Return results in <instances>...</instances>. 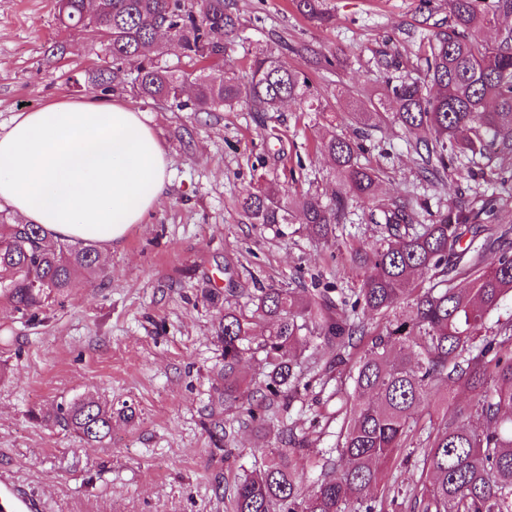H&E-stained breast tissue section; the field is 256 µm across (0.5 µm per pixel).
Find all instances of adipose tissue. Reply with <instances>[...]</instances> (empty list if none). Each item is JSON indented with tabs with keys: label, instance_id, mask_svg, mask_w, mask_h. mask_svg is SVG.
I'll return each instance as SVG.
<instances>
[{
	"label": "adipose tissue",
	"instance_id": "adipose-tissue-1",
	"mask_svg": "<svg viewBox=\"0 0 512 512\" xmlns=\"http://www.w3.org/2000/svg\"><path fill=\"white\" fill-rule=\"evenodd\" d=\"M143 113L101 97L56 100L0 127V199L54 241L111 249L168 183Z\"/></svg>",
	"mask_w": 512,
	"mask_h": 512
}]
</instances>
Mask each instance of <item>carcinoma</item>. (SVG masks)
Wrapping results in <instances>:
<instances>
[{
    "mask_svg": "<svg viewBox=\"0 0 512 512\" xmlns=\"http://www.w3.org/2000/svg\"><path fill=\"white\" fill-rule=\"evenodd\" d=\"M305 17L328 20L322 0H295ZM512 13V0H448V27L426 36L424 79L387 82L381 96L395 104L393 120L407 131L426 129L431 138L415 144L424 172L438 179L462 157L475 163L493 151L512 156V29L485 42L483 32L498 15ZM65 27H83L103 39L112 66L88 76L108 89L130 87L133 97L164 101L179 112H210L245 105L255 112H277L304 99L308 80L272 53L253 57L246 78H230L217 59L224 40L236 35L239 18L226 0H58ZM161 27L173 31L184 57L199 69L178 74L163 61L157 42ZM194 87L191 102L183 88ZM336 164L352 196L369 200L375 170L360 163L361 143L333 133L317 145ZM347 206L338 195L325 204L311 195L286 197L269 185L251 187L239 207L253 224H288L298 210L318 237L336 240V224ZM493 211L492 199L474 195L449 204L429 224L414 223L410 202L394 201L384 211L387 236L353 247L350 260L361 286L355 300L333 303L325 287L302 293L287 285L263 288L242 303L236 290L209 289L204 301L218 311L213 333L222 348L218 383L211 395L208 432L216 448L230 441L224 430V404L246 399L242 418L263 427L270 413L288 409L312 383L326 389L333 371L350 366L352 391L339 398L330 414L341 419L336 458L321 464L308 492L299 455L305 445L289 428L261 466L236 483L230 512H384L383 499L370 495L378 483L379 463L399 464L414 437L416 414L442 382L467 392L449 414L429 420L421 442L417 512H512V352L503 354L496 339L482 335L500 301L512 294V251L504 248L508 231L481 245L461 242ZM498 249L486 264L483 253ZM79 269L99 270L95 247L53 245L38 224L0 214V295L23 315H34L64 294ZM466 275L463 288L448 287V276ZM418 272L432 273L428 287L413 286ZM408 315L393 311L402 304ZM385 319L372 335L364 317ZM266 332L255 334L257 322ZM332 350L326 361L313 360L303 374L304 352L316 342ZM253 362L264 377L259 397L242 376ZM134 420L127 403L84 397L70 402L46 423L73 432L87 442L112 434V418Z\"/></svg>",
    "mask_w": 512,
    "mask_h": 512,
    "instance_id": "1",
    "label": "carcinoma"
}]
</instances>
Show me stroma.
<instances>
[{"instance_id": "1", "label": "stroma", "mask_w": 512, "mask_h": 512, "mask_svg": "<svg viewBox=\"0 0 512 512\" xmlns=\"http://www.w3.org/2000/svg\"><path fill=\"white\" fill-rule=\"evenodd\" d=\"M227 3L240 27L224 44L225 72L244 74L255 52L275 51L307 77L324 109L295 101L278 112H178L111 91L146 113L168 158L166 193L144 223L101 253L104 275L78 274L33 318L0 296V475L38 512H227L241 470L261 461L285 428L306 433L310 456L335 447L340 425L326 423L324 396L310 394L261 430L239 424L237 407H225L234 448L228 456L214 448L204 422L219 350L205 290L246 297L313 275L346 291L358 287L347 247L385 234L381 209L402 197L425 223L456 198L493 195L495 224L512 228V157H492L482 176L433 186L411 148L425 131L404 132L388 118L369 128L362 117L387 77L417 76L419 36L447 20L448 0H430L426 13L420 0H325V26L292 0ZM57 14L56 0H0L1 125L21 109L92 94L87 75L108 61L106 47L83 29L61 27ZM299 43L329 66L295 54ZM364 130L370 139L360 161L379 172L376 206L350 200L336 242L310 233L298 214L282 231L241 214L239 199L260 179L325 203L345 193L316 144L333 132L353 139ZM86 395L133 403L136 418L113 419L103 444L40 423Z\"/></svg>"}]
</instances>
